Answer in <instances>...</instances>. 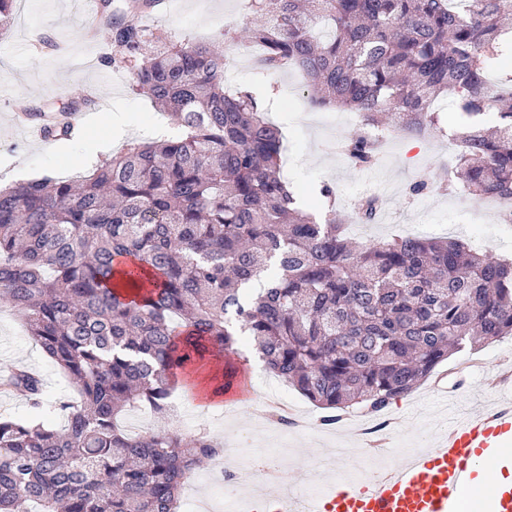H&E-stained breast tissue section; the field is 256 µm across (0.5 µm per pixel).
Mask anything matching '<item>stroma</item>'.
<instances>
[{
	"label": "stroma",
	"instance_id": "1",
	"mask_svg": "<svg viewBox=\"0 0 512 512\" xmlns=\"http://www.w3.org/2000/svg\"><path fill=\"white\" fill-rule=\"evenodd\" d=\"M259 21L251 0H174L170 12L142 18L140 24L155 48L185 39L223 49L225 91H250L267 118L281 128L283 175L310 208H319L320 190L326 184L334 188L341 208H351L368 195L387 198L389 214L383 223L354 234L355 242L365 245L390 238L399 235L403 225L416 222L427 238L461 224L471 244L492 256L512 259V223H495L481 204L435 188L437 182L447 180L448 162L456 151L451 136L458 125L456 113L447 115L448 133L419 140L402 136L397 143L382 145L372 167L353 166L338 145L354 132V125L337 122L336 110L310 104L303 91L305 79L297 70L271 74L252 64L261 49L249 43L248 34ZM84 27L74 0H15L11 25L0 33V185L44 176L72 180L89 175L132 142L141 141V128L161 116V109L134 90L129 63L98 61L97 46L83 38ZM39 35L66 43V56L52 50L29 51V44ZM87 84L98 87L103 101L87 126V141L35 143L9 120L19 104L67 106L78 100L80 87ZM115 112L122 113L127 125L137 127V134L113 139L107 119ZM423 178L428 179L429 188L411 194V185ZM470 359L484 361V369L460 374L459 365ZM10 365L39 371L49 400L73 394L68 380L31 341L8 302L0 299V367ZM510 365L512 336L450 355L411 393L389 405L387 447L402 455L433 443L445 417L437 402L438 392H446L460 409L512 401V385L495 381L498 371ZM182 406L180 418L173 422L182 435L202 431L223 435L224 406L201 409L187 400ZM358 426V421L348 418L336 424L331 436L321 432L298 440L285 433L281 439L288 445L297 444L299 454L313 457L338 443L359 446Z\"/></svg>",
	"mask_w": 512,
	"mask_h": 512
}]
</instances>
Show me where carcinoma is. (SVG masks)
Returning a JSON list of instances; mask_svg holds the SVG:
<instances>
[{
	"instance_id": "obj_1",
	"label": "carcinoma",
	"mask_w": 512,
	"mask_h": 512,
	"mask_svg": "<svg viewBox=\"0 0 512 512\" xmlns=\"http://www.w3.org/2000/svg\"><path fill=\"white\" fill-rule=\"evenodd\" d=\"M252 6L265 17L249 31L265 69L298 68L315 105L361 114L344 143L355 165L375 163L383 134L439 128L435 103L449 94L464 120L458 180L441 190L512 201V75L486 76L509 45L512 0ZM105 7L112 50L137 59L149 40L135 17L158 0L126 21ZM321 19L334 23L326 39ZM133 80L179 137L133 145L78 183L0 188V296L76 390L50 403L40 375L11 377L31 413L0 417V512H176L190 471L224 448L169 427L174 378L218 366L239 335L326 425L355 405L379 416L453 352L512 335L511 262L451 237L359 245L336 210H304L281 174L279 129L250 93L224 92L219 46L171 42L133 65ZM378 207L362 201L359 220ZM234 377L216 373L213 395ZM140 406L153 428H119Z\"/></svg>"
}]
</instances>
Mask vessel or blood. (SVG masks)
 <instances>
[{"instance_id": "b4317fda", "label": "vessel or blood", "mask_w": 512, "mask_h": 512, "mask_svg": "<svg viewBox=\"0 0 512 512\" xmlns=\"http://www.w3.org/2000/svg\"><path fill=\"white\" fill-rule=\"evenodd\" d=\"M512 445V409L457 412L431 448L374 477L325 484L318 493L276 491L282 512H512V484H500L482 462ZM489 497L465 499L475 480Z\"/></svg>"}]
</instances>
